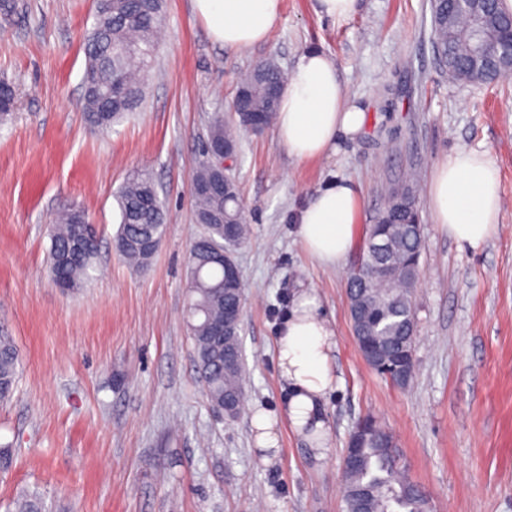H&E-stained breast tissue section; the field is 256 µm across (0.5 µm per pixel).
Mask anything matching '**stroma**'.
<instances>
[{
    "mask_svg": "<svg viewBox=\"0 0 512 512\" xmlns=\"http://www.w3.org/2000/svg\"><path fill=\"white\" fill-rule=\"evenodd\" d=\"M0 30V80L18 105L0 123V329L18 349V383L0 402V512L38 492L43 512H340L341 456L355 422L394 435L433 512H512V77L472 84L448 75L432 44L430 0H362L333 21L317 0H282L271 39L249 49L211 40L191 0H166L141 108L98 133L80 109L84 37L96 0H19ZM317 48L365 112L336 154L299 160L274 128L242 133L229 173L251 233L236 251L243 285L242 412L211 410L186 326L188 249L200 227L190 182L214 113H229L252 67L291 71ZM486 151L501 176L503 213L476 249L451 239L428 185L455 149ZM148 170L168 212L146 270L115 249L116 193ZM361 198L365 232L389 192L414 177L423 224L414 291L416 374L404 388L362 359L346 284L360 252L313 261L296 234L309 196L334 176ZM85 210L99 236L90 279L56 288L47 273L52 220ZM316 292L336 328V387L322 445L279 425L263 460L251 413L277 410L274 342L298 291Z\"/></svg>",
    "mask_w": 512,
    "mask_h": 512,
    "instance_id": "35a3bbf8",
    "label": "stroma"
}]
</instances>
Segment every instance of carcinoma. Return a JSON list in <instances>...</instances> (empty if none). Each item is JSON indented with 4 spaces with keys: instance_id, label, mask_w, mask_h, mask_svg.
<instances>
[{
    "instance_id": "1",
    "label": "carcinoma",
    "mask_w": 512,
    "mask_h": 512,
    "mask_svg": "<svg viewBox=\"0 0 512 512\" xmlns=\"http://www.w3.org/2000/svg\"><path fill=\"white\" fill-rule=\"evenodd\" d=\"M431 26L433 47L454 78L465 71L451 69V64L469 62L468 41L448 37V3L432 0ZM96 8L111 19L105 28L94 25L85 37L86 69L82 109L89 126L107 131L137 111L143 101V86L137 75L145 72L155 55L156 37L164 23L162 0H96ZM240 84L236 94L247 96L249 111L232 103L229 120L215 114L210 122L208 139L224 140L238 147L240 133L252 126L255 114L264 126L276 117V105L266 96L270 83L286 81L277 63L265 60ZM16 107L12 83L0 80V122L6 121ZM197 223L202 231L189 249L187 329L192 342L206 397L213 410L238 414L246 378L240 336L241 321L227 323L230 310L243 308V286H226L224 267L213 258L215 250L234 253L247 235L243 211L238 205V189L232 186L218 200L196 192ZM120 228L116 250L132 267L143 270L154 251L149 239H162L166 232L167 213L151 178L145 173L130 177L118 193ZM388 244L379 251L376 243ZM99 251L95 227L86 213L78 208L58 215L51 228L49 274L53 283L63 282L75 289L89 278ZM421 254V224L415 194L408 184L393 189L379 210L375 223L369 225L363 242V262L352 270L347 286L350 302L364 305L359 327L360 336L379 344L384 356L374 370L391 383L407 385L413 377L412 363L397 376L392 368L395 354L415 348L417 322L410 288L411 267L408 259ZM224 325L221 341L211 336L213 328ZM18 352L13 337L0 330V401L11 398L18 382ZM372 432L359 449L361 462L356 469L342 471L344 483L343 512H358L354 490L365 493L366 512H430L428 494L411 482L394 448L392 432L375 421ZM13 512H42L41 498L25 494L12 503Z\"/></svg>"
}]
</instances>
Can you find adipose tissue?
Instances as JSON below:
<instances>
[{
	"mask_svg": "<svg viewBox=\"0 0 512 512\" xmlns=\"http://www.w3.org/2000/svg\"><path fill=\"white\" fill-rule=\"evenodd\" d=\"M192 9L214 42L245 49L269 41L282 0H192ZM364 123L365 114L348 98L334 59L316 48L304 51L276 115V134L289 155L311 160L336 153L339 143L355 137ZM428 202L450 238L480 247L497 229L502 212L500 171L490 153L456 149L436 167ZM359 210L350 180L336 177L317 189L298 217L296 233L307 254L327 267L340 264L354 247ZM335 346L334 325L318 295L297 293L275 342L286 395L278 413L260 410L253 416L262 451L276 449L282 421L299 433H323V403L336 383Z\"/></svg>",
	"mask_w": 512,
	"mask_h": 512,
	"instance_id": "obj_1",
	"label": "adipose tissue"
}]
</instances>
